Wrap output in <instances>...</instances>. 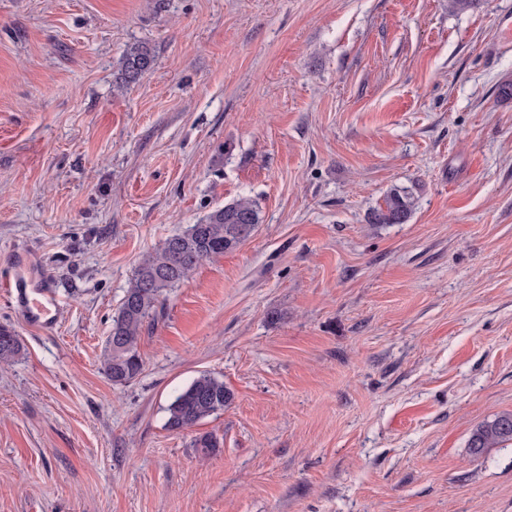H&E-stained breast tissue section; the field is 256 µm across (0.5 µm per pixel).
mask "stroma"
<instances>
[{
    "label": "stroma",
    "instance_id": "stroma-1",
    "mask_svg": "<svg viewBox=\"0 0 512 512\" xmlns=\"http://www.w3.org/2000/svg\"><path fill=\"white\" fill-rule=\"evenodd\" d=\"M506 83L512 0H0V277L26 255L59 316L0 295V512H512V443L468 448L512 411ZM242 196L112 385L139 258ZM204 371L232 405L167 430ZM153 61V52L146 45L141 44L128 49L120 63L118 89L136 83L140 76L151 67ZM415 196L408 188H392L384 197V204L373 209L372 224H404L415 208ZM19 336L11 328L0 326V363L14 360L21 352Z\"/></svg>",
    "mask_w": 512,
    "mask_h": 512
}]
</instances>
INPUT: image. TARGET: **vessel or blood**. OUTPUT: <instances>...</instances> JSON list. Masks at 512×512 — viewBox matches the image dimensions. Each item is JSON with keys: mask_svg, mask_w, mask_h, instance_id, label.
I'll use <instances>...</instances> for the list:
<instances>
[{"mask_svg": "<svg viewBox=\"0 0 512 512\" xmlns=\"http://www.w3.org/2000/svg\"><path fill=\"white\" fill-rule=\"evenodd\" d=\"M0 294L19 309L31 325L49 329L57 322V303L45 280L36 276L24 257H17L8 280L0 282Z\"/></svg>", "mask_w": 512, "mask_h": 512, "instance_id": "obj_1", "label": "vessel or blood"}]
</instances>
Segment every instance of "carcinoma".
Here are the masks:
<instances>
[{"label":"carcinoma","mask_w":512,"mask_h":512,"mask_svg":"<svg viewBox=\"0 0 512 512\" xmlns=\"http://www.w3.org/2000/svg\"><path fill=\"white\" fill-rule=\"evenodd\" d=\"M154 61L146 45L127 50L120 63L119 88L137 82ZM415 208V196L407 188H392L384 204L373 209L372 224H404ZM261 223L259 207L241 197L219 207L199 222L167 237L158 247L139 259L122 298L107 339L102 371L114 385L134 381L144 369L139 352L142 328L156 312L169 290L187 280L206 259L216 258L239 248ZM19 336L11 328L0 326V363L14 360L21 352ZM234 400V393L224 380L203 372L168 405L166 428L182 432L201 420L224 411ZM512 441V413L503 412L478 425L468 448L474 456L487 449Z\"/></svg>","instance_id":"1"}]
</instances>
